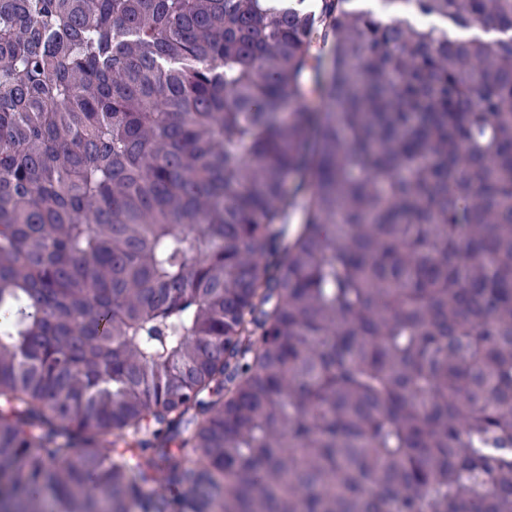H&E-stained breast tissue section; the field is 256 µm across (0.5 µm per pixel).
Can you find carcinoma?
Here are the masks:
<instances>
[{
	"label": "carcinoma",
	"mask_w": 512,
	"mask_h": 512,
	"mask_svg": "<svg viewBox=\"0 0 512 512\" xmlns=\"http://www.w3.org/2000/svg\"><path fill=\"white\" fill-rule=\"evenodd\" d=\"M379 2L0 0L3 512H512V0Z\"/></svg>",
	"instance_id": "cac0c4a2"
}]
</instances>
